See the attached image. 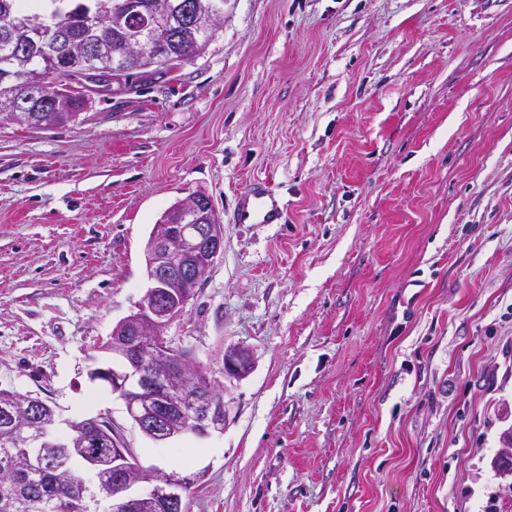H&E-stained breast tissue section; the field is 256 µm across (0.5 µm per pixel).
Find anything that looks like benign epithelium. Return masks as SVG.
Here are the masks:
<instances>
[{
	"mask_svg": "<svg viewBox=\"0 0 512 512\" xmlns=\"http://www.w3.org/2000/svg\"><path fill=\"white\" fill-rule=\"evenodd\" d=\"M224 19V9L215 6L208 14L188 0L182 5L179 21L189 28L214 29ZM28 29L41 33L42 48H59L75 55L70 45H61L55 19L33 16L26 21ZM74 72L80 85H72L64 96L47 100L40 78L18 73L6 76L5 87L14 89L6 96L17 112L7 120L42 127L37 112L21 108L33 101L45 106L65 104L60 116L73 120L69 101L84 100L87 92L99 91L111 79L104 64L85 54ZM224 251V228L210 199L202 194L178 201L163 212L154 225L147 246V275L150 287L138 310L112 329V356L118 360L92 373V380L119 394L126 411L140 432L159 443L173 441L191 432L200 437L224 432L226 409L223 393L206 387L189 349L174 344L165 336L170 322L180 315L195 296L202 278ZM252 368L248 351L230 349L224 354V375L242 378ZM14 403L11 412L15 430L39 440L47 436V426H55L60 415L54 408L30 395L4 391ZM122 448L112 449V458L90 455L85 459L86 471L97 478L91 496L79 502L81 512H184V492L199 476L184 477L176 472H160L152 478L151 487L143 493L133 488L143 481L141 466L125 463Z\"/></svg>",
	"mask_w": 512,
	"mask_h": 512,
	"instance_id": "benign-epithelium-1",
	"label": "benign epithelium"
}]
</instances>
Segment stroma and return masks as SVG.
<instances>
[{
  "mask_svg": "<svg viewBox=\"0 0 512 512\" xmlns=\"http://www.w3.org/2000/svg\"><path fill=\"white\" fill-rule=\"evenodd\" d=\"M253 178L283 224H235ZM208 196L224 252L167 328L223 433L157 444L88 370L146 245ZM253 368L225 378L224 353ZM0 388L196 474L188 512H512V5L224 0L207 48L75 121L0 122Z\"/></svg>",
  "mask_w": 512,
  "mask_h": 512,
  "instance_id": "stroma-1",
  "label": "stroma"
}]
</instances>
